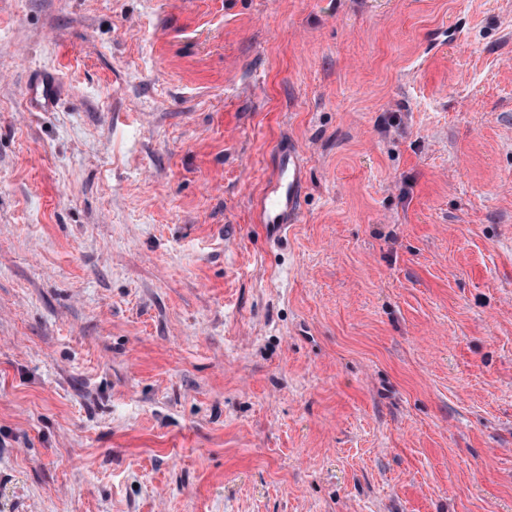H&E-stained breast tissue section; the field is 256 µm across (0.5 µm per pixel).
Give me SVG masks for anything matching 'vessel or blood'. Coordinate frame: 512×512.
Segmentation results:
<instances>
[{
  "label": "vessel or blood",
  "instance_id": "obj_1",
  "mask_svg": "<svg viewBox=\"0 0 512 512\" xmlns=\"http://www.w3.org/2000/svg\"><path fill=\"white\" fill-rule=\"evenodd\" d=\"M302 192L299 150L279 152L276 169L257 202L260 223L272 227L293 223L300 213Z\"/></svg>",
  "mask_w": 512,
  "mask_h": 512
}]
</instances>
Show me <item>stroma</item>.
Segmentation results:
<instances>
[{
  "label": "stroma",
  "instance_id": "1",
  "mask_svg": "<svg viewBox=\"0 0 512 512\" xmlns=\"http://www.w3.org/2000/svg\"><path fill=\"white\" fill-rule=\"evenodd\" d=\"M0 512H512V0H0ZM303 192L301 154L298 149L278 152L276 169L257 201L260 224L270 227L293 223Z\"/></svg>",
  "mask_w": 512,
  "mask_h": 512
}]
</instances>
